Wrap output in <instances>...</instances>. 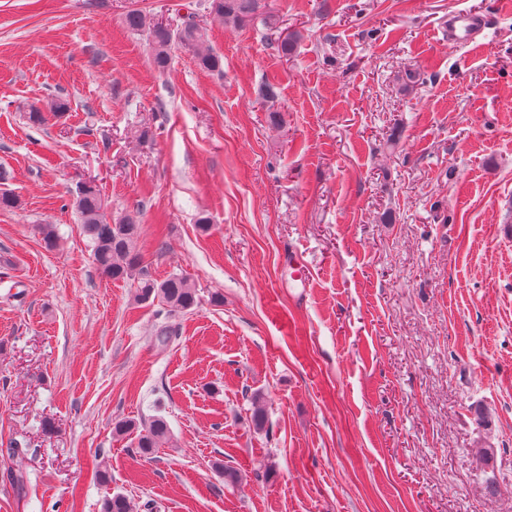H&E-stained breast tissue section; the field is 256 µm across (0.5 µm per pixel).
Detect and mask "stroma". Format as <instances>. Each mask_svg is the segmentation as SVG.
<instances>
[{"instance_id":"obj_1","label":"stroma","mask_w":512,"mask_h":512,"mask_svg":"<svg viewBox=\"0 0 512 512\" xmlns=\"http://www.w3.org/2000/svg\"><path fill=\"white\" fill-rule=\"evenodd\" d=\"M134 9L194 14L221 70L183 48L158 70ZM460 10L491 16L485 39L449 44ZM260 13L0 0V512L117 492L134 512H512V0ZM55 99L68 118L28 124ZM88 180L196 308L97 270L73 206ZM157 414L153 458L113 434Z\"/></svg>"}]
</instances>
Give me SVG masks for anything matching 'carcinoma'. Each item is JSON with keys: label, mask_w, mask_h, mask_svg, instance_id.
Masks as SVG:
<instances>
[{"label": "carcinoma", "mask_w": 512, "mask_h": 512, "mask_svg": "<svg viewBox=\"0 0 512 512\" xmlns=\"http://www.w3.org/2000/svg\"><path fill=\"white\" fill-rule=\"evenodd\" d=\"M261 0H210L209 9L214 17L224 23H241L252 19L260 9ZM132 29L148 28L154 50V62L159 68L167 66L169 49L174 41L195 51L200 68L215 71L220 69V58L205 46V34L193 21L188 20L173 30L161 23L149 24L138 10L126 17ZM74 207L84 224L96 267L112 280H132L135 284L134 298L146 304L159 302L170 312H187L199 302L194 284L185 276L171 274L161 281L152 278L143 256L137 250L140 225L129 217L112 220L108 203L97 186L81 187L76 191ZM118 437H129L137 454L147 457L155 449L167 444L170 436L167 421L162 416L154 417L147 426L140 427L132 420L118 422L114 427ZM102 512H131L130 503L122 494H114L103 501Z\"/></svg>", "instance_id": "1"}]
</instances>
